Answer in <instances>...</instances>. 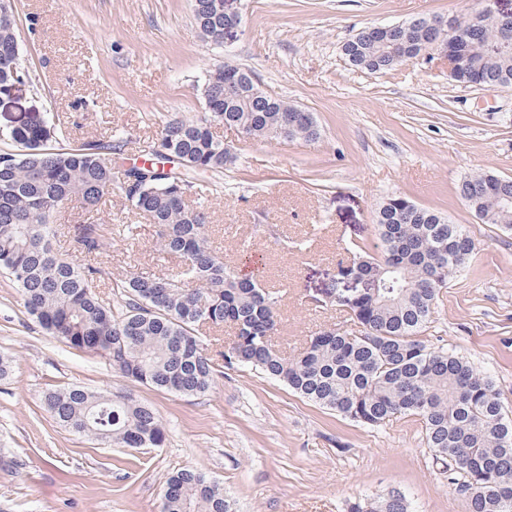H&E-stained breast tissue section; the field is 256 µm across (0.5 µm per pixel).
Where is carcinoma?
<instances>
[{
  "label": "carcinoma",
  "mask_w": 512,
  "mask_h": 512,
  "mask_svg": "<svg viewBox=\"0 0 512 512\" xmlns=\"http://www.w3.org/2000/svg\"><path fill=\"white\" fill-rule=\"evenodd\" d=\"M456 25L465 34L460 67L451 78L488 90L512 87V49L499 48L512 18L490 12L474 30H467L465 18ZM197 28L207 39L219 35L224 15H210ZM436 41H448V28L424 17L378 38L363 28L343 50L351 66L387 72ZM234 70L241 77L235 92L225 93L224 68L210 71L203 88L207 111L170 117L145 146L149 156L166 151L162 160L169 169L155 162L116 173L112 156L122 153L126 141L63 147L57 126L40 118L1 133L16 149L0 152V272L16 284L28 314L50 335L100 356L139 384L186 396L208 392L214 381V362L199 327L229 324L234 335L222 354L224 368L251 366L364 425L416 417L466 512H512V420L495 382L467 358L421 339L441 289L475 250L461 225L405 197L388 198L375 215L377 253L356 244L358 258L344 267V273L373 280L376 287L334 300L362 330H320L291 357L272 341L280 292L224 263L212 248L205 210L189 205L203 189L186 176L235 163L236 154L224 150L212 126L268 141L320 138L313 113L259 88L248 70ZM23 78L15 14L8 0H0V87ZM115 179L126 206L156 226L159 249L178 255L180 264L168 275L142 270L110 282L114 307L98 291L104 271L95 266L112 247V237L94 214L112 194ZM457 192L483 223L512 232V178L473 174L459 182ZM67 201L87 215L72 229L73 248L85 261L81 267L53 247L55 213ZM43 405L61 427L104 445L159 448L165 441L154 410L128 394L73 385L47 391ZM162 512L233 508L217 482L184 468L166 478ZM349 512H408V505L403 494L391 491L354 502Z\"/></svg>",
  "instance_id": "cac0c4a2"
}]
</instances>
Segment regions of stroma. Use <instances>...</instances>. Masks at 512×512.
I'll return each instance as SVG.
<instances>
[{"label": "stroma", "instance_id": "1", "mask_svg": "<svg viewBox=\"0 0 512 512\" xmlns=\"http://www.w3.org/2000/svg\"><path fill=\"white\" fill-rule=\"evenodd\" d=\"M484 0H237L234 40L202 37L191 0H15L23 84L0 92V130L38 115L60 142L119 134L125 158L174 115L203 110L209 71L230 63L260 87L313 112L321 137L257 141L215 132L237 161L198 174L212 246L226 262L261 258L265 286L281 290L273 341L296 354L323 328L358 333L322 300L350 244L373 247L375 212L400 195L463 225L477 248L449 280L422 338L466 356L512 411V232L482 223L457 194L467 175L512 177V87L459 84L433 51L386 73L349 66L342 45L368 25L465 17ZM98 219L112 233L113 276L179 257L157 251L156 228L120 193ZM0 512H161L168 474L194 468L224 488L235 512H348L351 502L399 490L409 512H465L425 444L420 421L377 426L321 408L258 370L217 367L213 387L185 396L131 382L99 356L49 336L0 276ZM130 392L165 430L159 448H116L70 433L45 410L51 389Z\"/></svg>", "mask_w": 512, "mask_h": 512}]
</instances>
